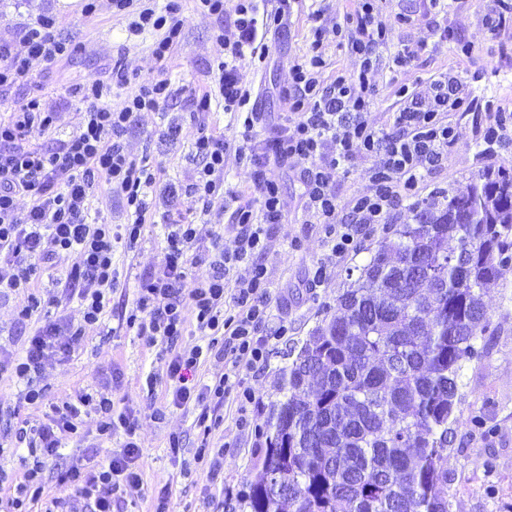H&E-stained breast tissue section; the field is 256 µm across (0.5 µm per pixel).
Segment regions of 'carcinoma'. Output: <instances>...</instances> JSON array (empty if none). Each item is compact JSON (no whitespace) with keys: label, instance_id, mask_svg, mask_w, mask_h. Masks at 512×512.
<instances>
[{"label":"carcinoma","instance_id":"cac0c4a2","mask_svg":"<svg viewBox=\"0 0 512 512\" xmlns=\"http://www.w3.org/2000/svg\"><path fill=\"white\" fill-rule=\"evenodd\" d=\"M412 212L288 350L249 512H452L448 432L498 332L482 295L512 264V170Z\"/></svg>","mask_w":512,"mask_h":512}]
</instances>
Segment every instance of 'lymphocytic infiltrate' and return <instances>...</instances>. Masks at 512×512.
<instances>
[{"label": "lymphocytic infiltrate", "mask_w": 512, "mask_h": 512, "mask_svg": "<svg viewBox=\"0 0 512 512\" xmlns=\"http://www.w3.org/2000/svg\"><path fill=\"white\" fill-rule=\"evenodd\" d=\"M200 12L219 18L212 37L222 55L212 71V89L196 99L203 116L220 104L242 128L247 144L243 157L254 168L255 201L233 213L237 229L231 240L202 231L196 221L185 220L183 206L200 217L209 216L212 198L224 193V166L230 143L206 122H199L193 141L202 163L187 178L160 182L150 168L137 165L127 149L126 134L142 113L155 110L170 95L167 81L147 78L127 86L120 104L112 102L113 83L96 82L81 90L86 104L79 123L56 148L43 150L29 141L31 132L58 127L60 113L30 100L7 118H0V296L23 292L14 324L26 327L20 353L0 348V374L18 384L19 398L28 404L45 399L39 384L46 362L69 356L88 328L97 325L112 307L117 276L112 257L116 246L136 251L142 242L147 216L159 215L165 224L168 246L153 271L138 285L135 306L125 315L127 327L144 336L147 345L170 342L194 324L207 345H195L173 354L166 369L174 407L196 405L200 419L220 418L226 399L239 394L240 381L229 373L212 383L195 386V373L210 357L231 354L247 368L262 366L271 335L269 280L265 263L269 229L281 223L280 188L269 173L293 169L302 184V209L307 223L325 227L331 256H340L374 224L387 223L401 191L411 190L432 170L448 161L454 140L451 113L466 104L463 79L452 72L438 74L427 95L408 93L393 115L391 131L379 128L369 112L368 73L381 56L393 70L414 57V50L391 51L386 30L374 19L365 0L352 26L337 27L360 56L356 74L337 72L323 79L326 66L320 42L293 64L288 89L289 115L283 116L267 136H259L264 113L251 106L247 78L239 69L243 57L265 64L269 35L285 32L293 0H275L262 9L263 0H237L230 23H223L224 0H197ZM114 14L127 16L129 31L159 32L153 54L165 60L178 44L182 24L174 7L164 11L144 6L143 0H108ZM71 41L58 37L52 17L20 26L13 41H0V90L26 76L34 64H54L70 57ZM374 161L371 193L353 197L344 221L336 219V177L357 154ZM106 185L123 201L124 224H94L88 204L96 187ZM30 198L28 208L17 200ZM208 264V277L189 280L192 268ZM247 275H237L240 265ZM59 276L61 296L78 301L81 322L66 315L40 321L47 300L33 289L37 273ZM96 422L98 441L124 433L120 449L100 455L87 446L81 465L61 471L59 485L69 488L67 499H53L60 512H112L114 499L143 489L136 440L138 420L132 413L113 414L108 385L84 390L75 400L53 406L44 420L17 429L16 442L25 444L34 462L14 494L0 497V512H35L45 486L42 461L60 458L69 441H83L86 417Z\"/></svg>", "instance_id": "obj_1"}]
</instances>
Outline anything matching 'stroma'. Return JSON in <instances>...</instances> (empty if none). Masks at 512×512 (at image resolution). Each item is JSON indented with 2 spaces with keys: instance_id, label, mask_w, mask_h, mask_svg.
<instances>
[{
  "instance_id": "1",
  "label": "stroma",
  "mask_w": 512,
  "mask_h": 512,
  "mask_svg": "<svg viewBox=\"0 0 512 512\" xmlns=\"http://www.w3.org/2000/svg\"><path fill=\"white\" fill-rule=\"evenodd\" d=\"M59 0H0V37L12 39L14 26L29 23L42 13L55 19L57 32L72 41L75 50L64 62L48 69L37 65L10 89L0 92V114L30 99H39L45 109L60 113L61 124L50 134L32 135V142L49 148L66 139L85 105L80 86L108 79L121 67L138 77L167 79L170 100L156 112L144 113L127 137L132 158L157 168L161 181H175L198 166L192 151L196 133L195 101L210 82L218 48L212 39L214 19L201 16L193 0H178L182 39L163 62L152 55L156 33L130 34L125 17L107 7L95 13L82 9L61 11ZM494 0H448V10L438 13L429 0H374L377 21L388 28L391 49H415L411 64L392 70L380 61L368 75L377 88L373 121L391 128L390 116L401 103L402 90L426 94L434 76L446 71L459 73L466 82L472 104L454 118L456 137L448 147V164L426 175L412 195L404 197L391 216L394 224L413 221L414 201L429 198L437 190L465 189L471 179L488 168L512 167V141L492 152L481 148L492 112H512V22L489 32L484 16ZM359 0H297L288 30L273 50L267 68L254 83L257 109L278 117L286 111L285 94L294 61L307 54L313 39H320L327 63L326 74L356 73L360 60L339 44L333 28L345 24L359 9ZM179 115L181 128L175 140L163 138L172 115ZM372 162L357 160L336 179V216L345 218L348 201L371 189ZM280 183L283 223L269 231L264 262L268 269L270 295L288 305L287 313L272 310L270 326L286 323L288 333L269 347L262 367L249 369L236 364L232 355L208 359L198 370L200 383L210 382L220 372L239 374L252 399L224 403V420L213 428L210 444L223 447L220 471L210 477L208 466L195 462L202 439L196 425L199 407L176 409L166 378L171 352L198 343L195 327H188L173 344L146 346L135 330L121 320L132 307L140 279L160 260L166 246L162 224H146L140 251H117L115 262L119 286L112 295V308L102 322L87 329L71 356L46 364L40 384L47 393L45 404L29 405L19 400V387L9 377H0V399L9 401L14 414L0 416V441L10 440L22 422H36L50 404L75 399L88 387L113 381L115 411H130L139 418L141 468L148 495L133 497L128 512H155L160 491L171 490L170 512H246L239 492L261 475L257 461L258 433L267 420V408L277 399L279 370L293 342L304 339L320 319L322 307L333 302L349 283L348 273L366 264L383 238L382 225H372L347 254L330 257L322 225L304 221L301 208L303 187L294 171L275 170ZM326 274L319 287L310 279L318 267ZM488 316L499 325L491 339L489 356L462 372L461 400L448 436V475L452 479L455 512H512V265L501 272L495 288L483 297ZM167 410L164 422H155L153 409ZM486 410L494 429L491 439L473 434L471 417ZM179 438L181 450L172 453L171 438ZM493 458V474H485L482 463Z\"/></svg>"
}]
</instances>
